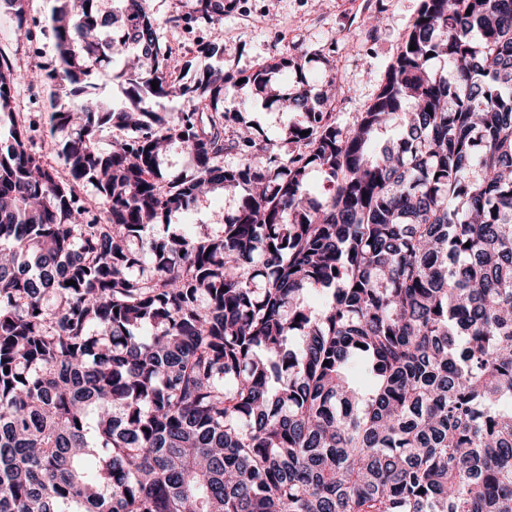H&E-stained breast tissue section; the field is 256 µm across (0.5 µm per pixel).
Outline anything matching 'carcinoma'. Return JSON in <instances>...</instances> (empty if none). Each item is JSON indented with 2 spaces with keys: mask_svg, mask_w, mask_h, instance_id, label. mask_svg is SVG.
Returning a JSON list of instances; mask_svg holds the SVG:
<instances>
[{
  "mask_svg": "<svg viewBox=\"0 0 512 512\" xmlns=\"http://www.w3.org/2000/svg\"><path fill=\"white\" fill-rule=\"evenodd\" d=\"M185 2L175 27L237 4ZM49 25L27 77L73 99L39 150L0 60V512H512V0H422L351 126L300 76L284 152L224 110L234 71L167 72L148 0H53ZM119 50L145 66L116 109L85 93ZM177 95L202 110L152 109ZM204 186L238 208L170 228Z\"/></svg>",
  "mask_w": 512,
  "mask_h": 512,
  "instance_id": "carcinoma-1",
  "label": "carcinoma"
}]
</instances>
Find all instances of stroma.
Wrapping results in <instances>:
<instances>
[{"label":"stroma","instance_id":"35a3bbf8","mask_svg":"<svg viewBox=\"0 0 512 512\" xmlns=\"http://www.w3.org/2000/svg\"><path fill=\"white\" fill-rule=\"evenodd\" d=\"M421 0H334L321 7L319 0H239L225 12L220 26L191 30L171 27L168 19L181 8L180 0H149L158 23L165 65L173 76L191 81L204 66L246 74L266 62L307 52L304 65L309 82L332 71L345 94L337 99L334 115L339 125L352 124L378 93L388 68L418 15ZM50 0H27V29L16 32L0 19V57L13 67L27 69L48 64L56 57L55 40L48 29ZM219 40L223 54L209 59L196 53L199 43ZM230 111L249 113L269 137L294 122L295 113L269 103L250 88L231 92L224 101ZM238 205L237 197L215 189L184 215L180 224H220Z\"/></svg>","mask_w":512,"mask_h":512}]
</instances>
